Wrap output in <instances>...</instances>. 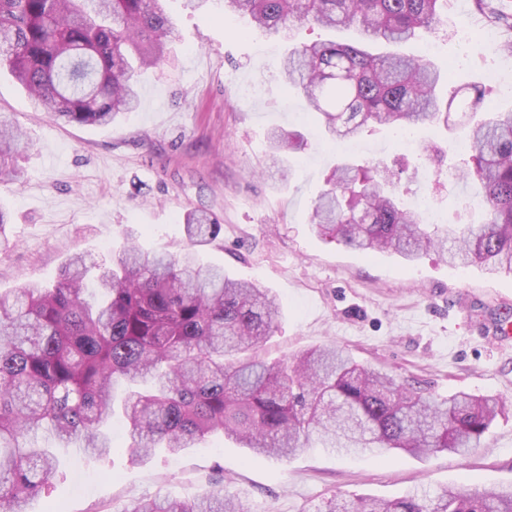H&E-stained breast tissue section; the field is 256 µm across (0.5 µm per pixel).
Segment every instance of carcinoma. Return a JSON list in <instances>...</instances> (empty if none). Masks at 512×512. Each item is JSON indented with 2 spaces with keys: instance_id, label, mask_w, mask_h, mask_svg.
I'll use <instances>...</instances> for the list:
<instances>
[{
  "instance_id": "cac0c4a2",
  "label": "carcinoma",
  "mask_w": 512,
  "mask_h": 512,
  "mask_svg": "<svg viewBox=\"0 0 512 512\" xmlns=\"http://www.w3.org/2000/svg\"><path fill=\"white\" fill-rule=\"evenodd\" d=\"M167 0H0V70L28 92L34 108L61 123L109 125L138 103L135 71L157 66L174 27ZM448 0H224L278 34L297 25L355 28L363 40L288 48L282 74L332 137L369 125L407 130L478 112L486 89L459 86L422 56L373 53L443 24ZM488 24L512 30L501 0H474ZM461 133L471 142L457 177L483 189L490 218L451 233H429L399 201L400 181L374 168L338 165L314 201L318 233L364 253L391 251L413 262L438 248L451 263L512 273V109L493 110ZM302 134L271 131L280 153ZM28 147L0 120V184L17 183ZM188 249L178 257L129 245L94 278L86 258L61 267L50 288L29 283L0 293V512H27L59 468L35 443L49 428L63 445L97 459L114 452L108 433L123 394L131 453L175 456L213 435L256 454L289 457L317 438L330 448L399 450L420 457L481 447L503 401L463 391L437 399L395 375L357 363L337 346L266 362L256 351L273 332L280 305L255 285L196 262L219 234L203 210L184 217ZM122 512H254L219 486L192 501H139ZM313 512H512V487H448L393 500L330 498Z\"/></svg>"
}]
</instances>
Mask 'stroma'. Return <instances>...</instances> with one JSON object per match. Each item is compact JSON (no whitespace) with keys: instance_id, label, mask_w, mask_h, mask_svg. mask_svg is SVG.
<instances>
[{"instance_id":"1","label":"stroma","mask_w":512,"mask_h":512,"mask_svg":"<svg viewBox=\"0 0 512 512\" xmlns=\"http://www.w3.org/2000/svg\"><path fill=\"white\" fill-rule=\"evenodd\" d=\"M166 10L178 37L163 64L139 71L138 109L112 125L55 123L0 73V118L19 126L30 144L19 159L23 183L0 186L9 222L0 292L53 284L77 254L110 263L129 240L179 254L185 213L203 208L218 217L221 231L201 248L202 261L280 301L265 359L335 344L358 363L419 383L429 396L495 395L508 410L480 448L427 458L396 451L347 457L315 442L279 459L216 435L175 458L135 460L116 421L114 453L93 459L74 446L56 448L43 433L39 445L56 448L61 464L28 512H123L147 497L190 500L217 486L256 512H312L332 497L512 485V339L487 330L498 310L512 308V273L452 267L433 249L411 264L393 253L366 255L320 237L310 224L314 200L341 160L399 172L409 183V206L433 191L446 223H486L477 184L448 171L458 128L418 129L417 141L439 147L428 156L402 152L387 128L364 133L355 149L339 148L279 81L280 55L260 51L265 34L225 13L222 0L193 13L183 0H167ZM485 27L471 0H449L430 59L449 71L452 85L492 72L512 83V55L479 42ZM274 126L305 137L278 169L268 161Z\"/></svg>"}]
</instances>
